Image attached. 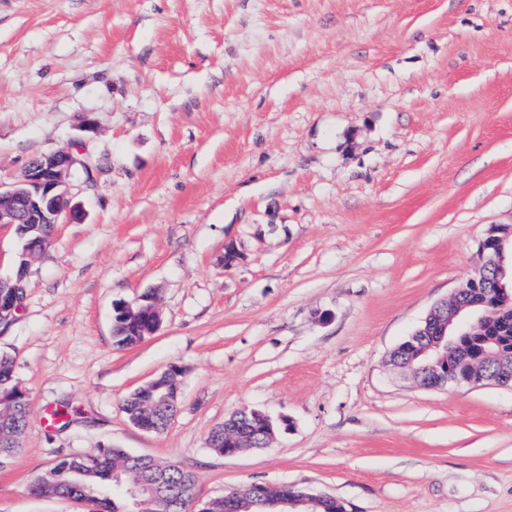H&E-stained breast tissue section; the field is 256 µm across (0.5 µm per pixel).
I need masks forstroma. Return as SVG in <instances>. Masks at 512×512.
<instances>
[{
	"mask_svg": "<svg viewBox=\"0 0 512 512\" xmlns=\"http://www.w3.org/2000/svg\"><path fill=\"white\" fill-rule=\"evenodd\" d=\"M79 138L87 220L0 329L29 398L0 512H86L31 485L103 445L179 464L199 510L259 483L512 512V390L387 364L512 225V0H0V182ZM147 291L158 330L117 347L114 304ZM173 367L174 419L139 429L125 398ZM244 407L274 442L214 452Z\"/></svg>",
	"mask_w": 512,
	"mask_h": 512,
	"instance_id": "stroma-1",
	"label": "stroma"
}]
</instances>
